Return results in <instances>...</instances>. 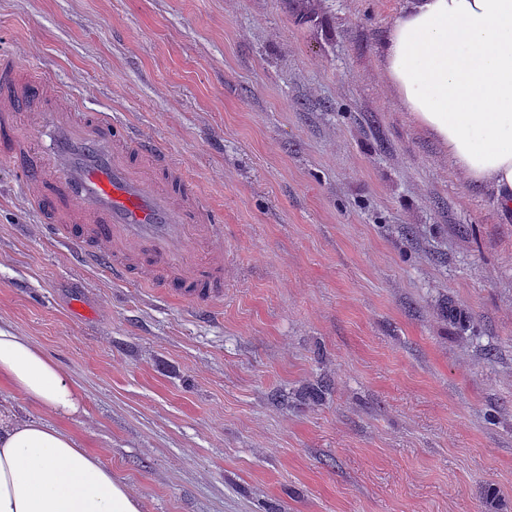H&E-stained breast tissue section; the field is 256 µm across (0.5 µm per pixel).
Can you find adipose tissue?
<instances>
[{
  "label": "adipose tissue",
  "instance_id": "adipose-tissue-1",
  "mask_svg": "<svg viewBox=\"0 0 512 512\" xmlns=\"http://www.w3.org/2000/svg\"><path fill=\"white\" fill-rule=\"evenodd\" d=\"M406 111L465 181L512 213V0H405L381 53ZM64 413L78 389L57 362L0 327V380ZM0 512H140L98 456L37 418L0 409Z\"/></svg>",
  "mask_w": 512,
  "mask_h": 512
}]
</instances>
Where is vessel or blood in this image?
I'll list each match as a JSON object with an SVG mask.
<instances>
[{
    "label": "vessel or blood",
    "instance_id": "obj_1",
    "mask_svg": "<svg viewBox=\"0 0 512 512\" xmlns=\"http://www.w3.org/2000/svg\"><path fill=\"white\" fill-rule=\"evenodd\" d=\"M45 129L50 152L23 163L21 175L50 238L79 241L80 265L173 300L217 295L224 244L216 208L156 143L0 51V156L21 159Z\"/></svg>",
    "mask_w": 512,
    "mask_h": 512
}]
</instances>
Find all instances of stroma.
<instances>
[{
  "mask_svg": "<svg viewBox=\"0 0 512 512\" xmlns=\"http://www.w3.org/2000/svg\"><path fill=\"white\" fill-rule=\"evenodd\" d=\"M303 3L0 0V49L224 211L222 295L167 301L76 264L0 158V326L81 397L0 405L142 512H512V217L383 77L403 0Z\"/></svg>",
  "mask_w": 512,
  "mask_h": 512,
  "instance_id": "35a3bbf8",
  "label": "stroma"
}]
</instances>
